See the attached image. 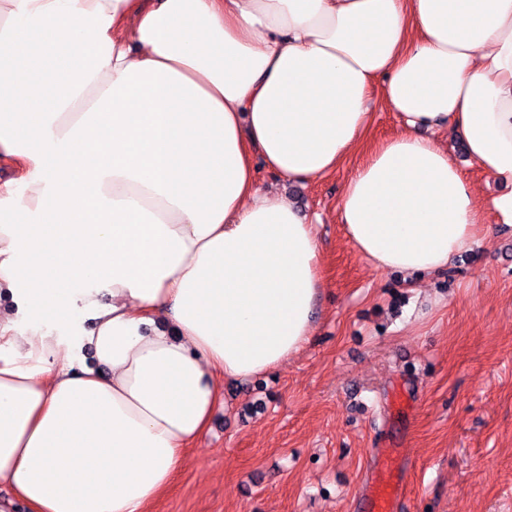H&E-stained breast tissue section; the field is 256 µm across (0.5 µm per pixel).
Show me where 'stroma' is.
<instances>
[{
  "instance_id": "1",
  "label": "stroma",
  "mask_w": 512,
  "mask_h": 512,
  "mask_svg": "<svg viewBox=\"0 0 512 512\" xmlns=\"http://www.w3.org/2000/svg\"><path fill=\"white\" fill-rule=\"evenodd\" d=\"M476 189L488 237L421 280L374 269L337 209L364 160L303 183L258 167L316 227L325 289L306 346L271 373L224 384V404L149 512H360L390 448L406 453L400 512H512V224L504 185L440 134Z\"/></svg>"
}]
</instances>
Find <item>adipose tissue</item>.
<instances>
[{"instance_id": "ef3b65f1", "label": "adipose tissue", "mask_w": 512, "mask_h": 512, "mask_svg": "<svg viewBox=\"0 0 512 512\" xmlns=\"http://www.w3.org/2000/svg\"><path fill=\"white\" fill-rule=\"evenodd\" d=\"M403 118L338 207L412 278L483 232L431 131L508 185L512 0H0V485L30 512H148L224 401L309 342L305 182Z\"/></svg>"}]
</instances>
